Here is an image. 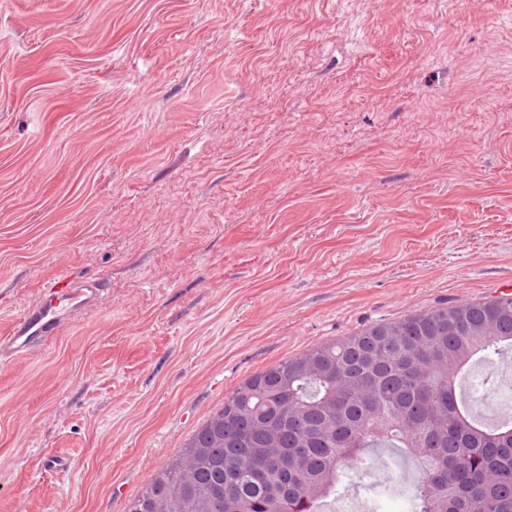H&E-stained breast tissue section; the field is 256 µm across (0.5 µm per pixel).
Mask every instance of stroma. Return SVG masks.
<instances>
[{
  "mask_svg": "<svg viewBox=\"0 0 512 512\" xmlns=\"http://www.w3.org/2000/svg\"><path fill=\"white\" fill-rule=\"evenodd\" d=\"M65 272L0 512H127L254 373L512 294V0H0V337Z\"/></svg>",
  "mask_w": 512,
  "mask_h": 512,
  "instance_id": "stroma-1",
  "label": "stroma"
}]
</instances>
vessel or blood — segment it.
I'll return each instance as SVG.
<instances>
[{
  "mask_svg": "<svg viewBox=\"0 0 512 512\" xmlns=\"http://www.w3.org/2000/svg\"><path fill=\"white\" fill-rule=\"evenodd\" d=\"M103 293L99 280L60 276L27 308L8 336L0 338V359H14L39 350L58 336L75 313L100 303Z\"/></svg>",
  "mask_w": 512,
  "mask_h": 512,
  "instance_id": "obj_1",
  "label": "vessel or blood"
}]
</instances>
